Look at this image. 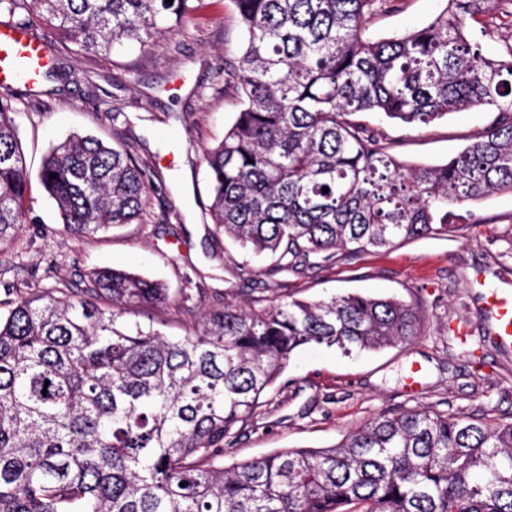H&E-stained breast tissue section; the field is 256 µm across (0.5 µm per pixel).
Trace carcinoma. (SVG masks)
Listing matches in <instances>:
<instances>
[{
  "instance_id": "obj_1",
  "label": "carcinoma",
  "mask_w": 512,
  "mask_h": 512,
  "mask_svg": "<svg viewBox=\"0 0 512 512\" xmlns=\"http://www.w3.org/2000/svg\"><path fill=\"white\" fill-rule=\"evenodd\" d=\"M200 0H0V24H51L78 56L180 33ZM402 0H234L244 33L226 83L241 108L204 154L213 224L246 254L302 272L335 250L446 235L457 209L512 193V0H445L425 26L374 39ZM500 38L494 56L469 35ZM0 83V247L30 185ZM496 113L446 163L407 166L374 113L428 126ZM57 178H50L51 174ZM154 170L126 147L72 135L38 177L63 229L146 221ZM328 192H323V188ZM170 303L156 280L91 271L0 316V512H512V421L381 414L329 448L224 466L227 446L300 347L379 351L418 335V308L362 293L262 307L224 302L172 337L127 315ZM186 486H180V483Z\"/></svg>"
}]
</instances>
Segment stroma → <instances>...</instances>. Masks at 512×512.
<instances>
[{"mask_svg": "<svg viewBox=\"0 0 512 512\" xmlns=\"http://www.w3.org/2000/svg\"><path fill=\"white\" fill-rule=\"evenodd\" d=\"M443 6L404 0L400 10L371 19L369 31L426 25ZM34 32L52 51V74L14 109L33 180L19 239L0 251L1 314L11 293L73 288L107 266L166 285L170 305L135 319L162 324L171 336L192 331L228 300L252 305L360 292L419 308L420 333L411 342L349 356L319 345L296 351L226 453L229 461L327 448L368 419L399 410L512 417V352L494 345L481 310L484 294L512 291L511 194L475 205V220L448 235L341 254L299 275L271 274L270 259L243 256L206 213L204 152L223 139L240 108L224 82L242 42L233 0H202L180 35L150 49L78 57L53 27L40 22ZM493 118L472 107L423 128L390 124V151L410 163L442 164ZM74 133L122 143L155 166L146 223L90 236L64 230L37 174L52 144Z\"/></svg>", "mask_w": 512, "mask_h": 512, "instance_id": "1", "label": "stroma"}]
</instances>
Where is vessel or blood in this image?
<instances>
[{
	"label": "vessel or blood",
	"mask_w": 512,
	"mask_h": 512,
	"mask_svg": "<svg viewBox=\"0 0 512 512\" xmlns=\"http://www.w3.org/2000/svg\"><path fill=\"white\" fill-rule=\"evenodd\" d=\"M50 50L23 29L0 25V82L18 75H33L47 62ZM483 311L498 323V341L512 346V297L492 294L485 298Z\"/></svg>",
	"instance_id": "obj_1"
}]
</instances>
